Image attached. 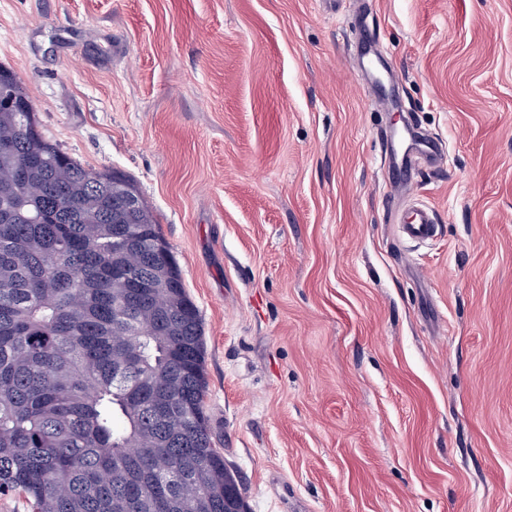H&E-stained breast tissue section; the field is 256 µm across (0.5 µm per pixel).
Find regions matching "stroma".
Returning <instances> with one entry per match:
<instances>
[{
	"label": "stroma",
	"mask_w": 512,
	"mask_h": 512,
	"mask_svg": "<svg viewBox=\"0 0 512 512\" xmlns=\"http://www.w3.org/2000/svg\"><path fill=\"white\" fill-rule=\"evenodd\" d=\"M0 64L152 210L249 512H512V0H0ZM434 213L426 207H414L402 214L400 224L404 236L413 241L432 239L437 231Z\"/></svg>",
	"instance_id": "35a3bbf8"
}]
</instances>
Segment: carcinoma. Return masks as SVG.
<instances>
[{"label":"carcinoma","instance_id":"cac0c4a2","mask_svg":"<svg viewBox=\"0 0 512 512\" xmlns=\"http://www.w3.org/2000/svg\"><path fill=\"white\" fill-rule=\"evenodd\" d=\"M0 495L31 512H225L244 493L213 447L202 321L158 271L148 210L40 129L0 84Z\"/></svg>","mask_w":512,"mask_h":512}]
</instances>
